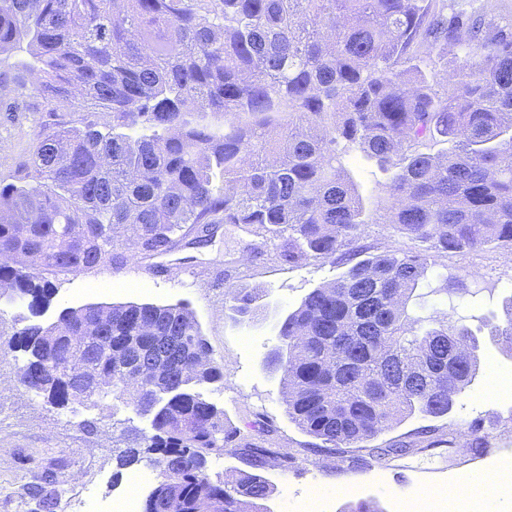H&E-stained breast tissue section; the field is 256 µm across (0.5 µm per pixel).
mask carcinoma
Returning <instances> with one entry per match:
<instances>
[{
    "instance_id": "cac0c4a2",
    "label": "carcinoma",
    "mask_w": 512,
    "mask_h": 512,
    "mask_svg": "<svg viewBox=\"0 0 512 512\" xmlns=\"http://www.w3.org/2000/svg\"><path fill=\"white\" fill-rule=\"evenodd\" d=\"M26 45L30 80L0 70V111H57L79 99L103 120L39 124L30 158L0 177V285L41 316L53 278L170 251L197 224H245L278 261L344 267L288 314L267 360L281 373L288 417L336 449L354 448L398 415L444 417L478 374V340L433 316L420 331L405 311L430 252L512 245V33L448 13L446 0H0V56ZM463 60L438 81L440 51ZM448 150H422L430 141ZM357 150L388 175L386 223L427 244L365 254L376 222L343 156ZM477 282L445 278L464 296ZM252 319L255 298L227 287ZM491 340L512 338V298ZM105 326L98 344L84 339ZM168 370L128 384L136 354ZM19 384L55 409L112 399L132 409L138 446L117 466L157 471L142 512H260L299 458L241 429L208 396L224 373L182 303L65 308L56 321L7 334ZM100 386L89 390L81 376ZM231 453L247 469L213 479Z\"/></svg>"
}]
</instances>
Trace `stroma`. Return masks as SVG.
I'll return each instance as SVG.
<instances>
[{"label": "stroma", "instance_id": "35a3bbf8", "mask_svg": "<svg viewBox=\"0 0 512 512\" xmlns=\"http://www.w3.org/2000/svg\"><path fill=\"white\" fill-rule=\"evenodd\" d=\"M37 125L29 112H0V174L14 171L28 160ZM344 164L369 209H376L385 193L386 176L374 160L353 152ZM361 246L369 252L418 251L417 242L377 223L363 227ZM341 267L313 261L299 268L280 264L271 245L258 243L243 225L222 224L211 239L196 243L187 236L170 252L128 260L121 268H103L55 279L56 292L43 316L55 321L67 307L85 304L186 303L193 311L224 372V387L210 397L239 427L261 419L272 426L269 440L279 452L295 454L313 444L287 413L279 374L265 361L281 341V321L312 289L330 283ZM457 275L481 279L485 292L478 304L440 293L442 277ZM257 297L261 319L235 316L225 302L226 287ZM512 296V249L482 247L434 256L428 279L416 290L407 312L429 319L445 313L452 323L467 326L479 341L480 370L474 382L454 400L441 418L400 417L383 433L364 441L361 448L324 450L312 455L305 470L282 471L270 466L266 478L274 486L268 512H305L315 499L322 512H344L360 499L377 501L384 512H402L406 502L420 503L423 512H448V497L463 493L472 472H484L479 503L463 512H484L496 504L512 512V490L497 481L493 463L512 453V354L492 344V326L503 324L502 305ZM131 412L101 405L70 412L46 405L27 394L18 383V364L0 360V512H36L30 495L34 486L61 490L54 512H73L83 500L86 512H111L117 498L135 494L145 499L156 483L155 471L143 464L117 470L114 450L122 438V424ZM480 424L487 437L483 450L471 448L467 432ZM455 434L450 446L435 439ZM407 451L392 454L395 444ZM385 449L382 458L371 449Z\"/></svg>", "mask_w": 512, "mask_h": 512}]
</instances>
